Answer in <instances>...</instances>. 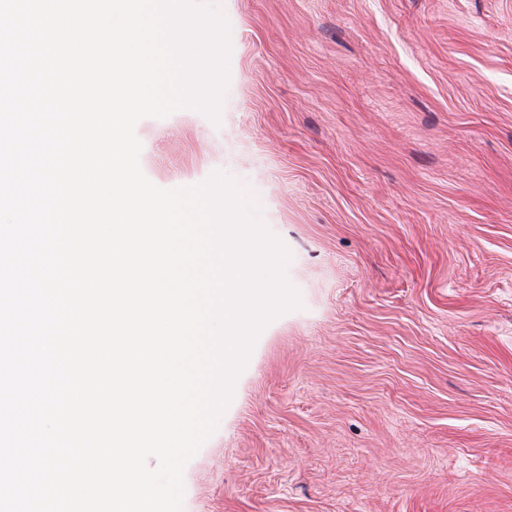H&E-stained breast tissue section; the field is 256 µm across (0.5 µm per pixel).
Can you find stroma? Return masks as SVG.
Returning <instances> with one entry per match:
<instances>
[{"instance_id":"1","label":"stroma","mask_w":512,"mask_h":512,"mask_svg":"<svg viewBox=\"0 0 512 512\" xmlns=\"http://www.w3.org/2000/svg\"><path fill=\"white\" fill-rule=\"evenodd\" d=\"M214 2L220 119L140 120V166L243 185L301 305L183 512H512V0Z\"/></svg>"}]
</instances>
